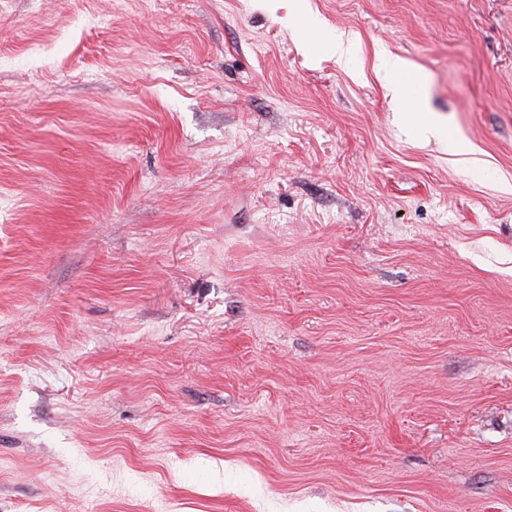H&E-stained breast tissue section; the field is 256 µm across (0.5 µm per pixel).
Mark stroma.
<instances>
[{"instance_id": "35a3bbf8", "label": "stroma", "mask_w": 512, "mask_h": 512, "mask_svg": "<svg viewBox=\"0 0 512 512\" xmlns=\"http://www.w3.org/2000/svg\"><path fill=\"white\" fill-rule=\"evenodd\" d=\"M0 512H512V0H0Z\"/></svg>"}]
</instances>
